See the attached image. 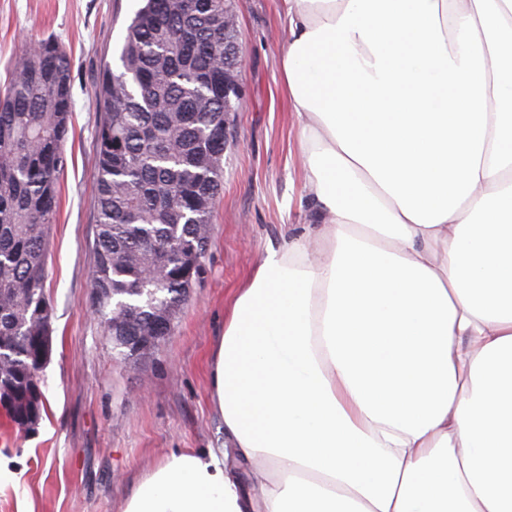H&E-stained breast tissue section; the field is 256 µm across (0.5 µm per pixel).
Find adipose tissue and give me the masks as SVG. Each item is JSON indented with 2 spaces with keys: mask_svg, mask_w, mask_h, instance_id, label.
<instances>
[{
  "mask_svg": "<svg viewBox=\"0 0 512 512\" xmlns=\"http://www.w3.org/2000/svg\"><path fill=\"white\" fill-rule=\"evenodd\" d=\"M281 7L308 221L120 512H512V0Z\"/></svg>",
  "mask_w": 512,
  "mask_h": 512,
  "instance_id": "adipose-tissue-1",
  "label": "adipose tissue"
}]
</instances>
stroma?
<instances>
[{"label": "stroma", "instance_id": "obj_1", "mask_svg": "<svg viewBox=\"0 0 512 512\" xmlns=\"http://www.w3.org/2000/svg\"><path fill=\"white\" fill-rule=\"evenodd\" d=\"M139 0H0V78L33 43L57 40L71 57L73 112L46 256L51 351L46 410L24 432L0 415V512H119L123 499L176 448H218L224 425L210 404L209 357L224 306L267 243L305 221L293 118L280 56L288 37L280 0H243L238 34L242 98L224 152L205 272L172 331L146 359L114 358L91 309L98 92L120 73Z\"/></svg>", "mask_w": 512, "mask_h": 512}]
</instances>
